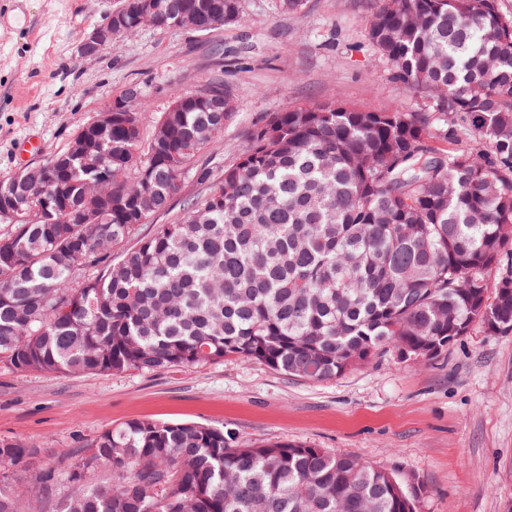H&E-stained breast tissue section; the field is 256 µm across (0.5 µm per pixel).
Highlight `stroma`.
Returning <instances> with one entry per match:
<instances>
[{
	"label": "stroma",
	"mask_w": 512,
	"mask_h": 512,
	"mask_svg": "<svg viewBox=\"0 0 512 512\" xmlns=\"http://www.w3.org/2000/svg\"><path fill=\"white\" fill-rule=\"evenodd\" d=\"M380 0H242L243 17L202 34L145 26L93 58L79 44L109 0H0V180L67 147L132 87L150 135L175 91L222 81L237 110L201 154L235 160L254 125L297 106L420 112L367 34ZM136 418L221 425L240 442L297 441L419 482V512H512V334L473 328L430 361L383 351L323 382L235 357L162 373L50 376L0 367V440L33 453L19 487L50 471L23 512H57L70 471L104 430Z\"/></svg>",
	"instance_id": "stroma-1"
}]
</instances>
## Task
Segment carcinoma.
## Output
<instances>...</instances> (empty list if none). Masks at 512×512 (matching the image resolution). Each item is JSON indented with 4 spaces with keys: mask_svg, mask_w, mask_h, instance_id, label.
<instances>
[{
    "mask_svg": "<svg viewBox=\"0 0 512 512\" xmlns=\"http://www.w3.org/2000/svg\"><path fill=\"white\" fill-rule=\"evenodd\" d=\"M157 2L159 28L200 6ZM141 6L120 0L114 31L135 30ZM241 15V0H210L202 19ZM368 37L427 111L287 108L215 171L199 154L234 112L197 98L151 141L128 139L137 113H112L96 168L49 154L98 223L41 216L52 187H18L20 219L0 234V364L109 376L237 357L320 382L383 348L430 361L475 325L511 333L512 18L499 0H383ZM436 140L450 145L438 157ZM105 167L110 210L86 194ZM186 177L201 201L124 248ZM30 454L0 440V512H19L13 474ZM70 479L61 512H418L424 494L355 456L151 419L102 432Z\"/></svg>",
    "mask_w": 512,
    "mask_h": 512,
    "instance_id": "cac0c4a2",
    "label": "carcinoma"
}]
</instances>
